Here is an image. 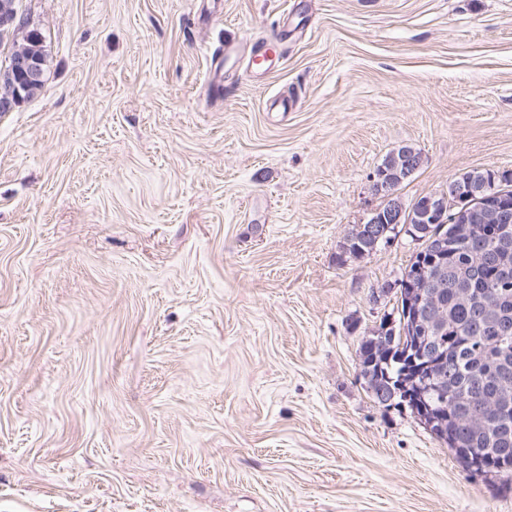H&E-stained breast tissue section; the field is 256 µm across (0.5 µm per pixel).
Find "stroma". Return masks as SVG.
Returning <instances> with one entry per match:
<instances>
[{
	"instance_id": "obj_1",
	"label": "stroma",
	"mask_w": 512,
	"mask_h": 512,
	"mask_svg": "<svg viewBox=\"0 0 512 512\" xmlns=\"http://www.w3.org/2000/svg\"><path fill=\"white\" fill-rule=\"evenodd\" d=\"M20 5L48 63L0 116V512H512L360 374L418 242L342 255L401 145L407 206L512 171V0Z\"/></svg>"
}]
</instances>
